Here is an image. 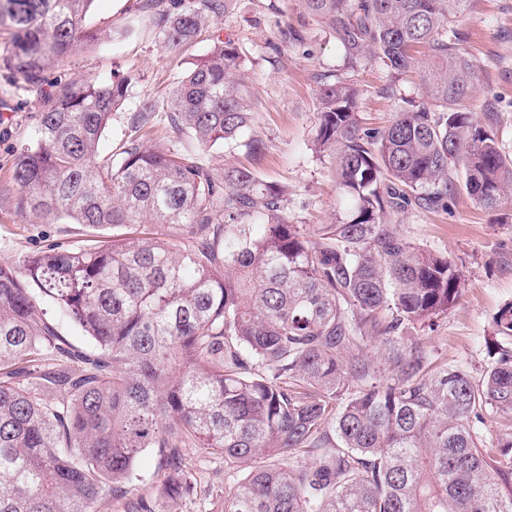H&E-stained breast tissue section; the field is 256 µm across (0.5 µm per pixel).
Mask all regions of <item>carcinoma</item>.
Wrapping results in <instances>:
<instances>
[{
  "label": "carcinoma",
  "instance_id": "carcinoma-1",
  "mask_svg": "<svg viewBox=\"0 0 512 512\" xmlns=\"http://www.w3.org/2000/svg\"><path fill=\"white\" fill-rule=\"evenodd\" d=\"M93 2L0 0V70L42 103L0 191L24 223L112 230L0 261V512H97L108 493L125 512H167L195 490L186 448L250 464L224 512H512V304L480 374L439 360L420 331L456 306L461 273L390 223L413 204L444 210L458 190L490 212L512 201L494 115L470 111L478 73L458 26L469 0H302L349 68L373 61L421 85L419 101L368 128L358 89L321 75L315 149L334 154L353 206L310 235L288 220L284 187L201 158L266 151L248 134L254 111L230 77L229 40L215 37L166 99L139 100L128 137L101 155L136 70L45 75L94 41ZM231 2L141 8L177 53ZM161 122L168 143L146 144ZM46 303L93 348L61 335ZM488 421L511 429L494 451ZM150 449L163 480L133 497Z\"/></svg>",
  "mask_w": 512,
  "mask_h": 512
}]
</instances>
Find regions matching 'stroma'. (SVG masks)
<instances>
[{
	"label": "stroma",
	"mask_w": 512,
	"mask_h": 512,
	"mask_svg": "<svg viewBox=\"0 0 512 512\" xmlns=\"http://www.w3.org/2000/svg\"><path fill=\"white\" fill-rule=\"evenodd\" d=\"M462 25L468 33L462 48L479 75L475 116L480 119L493 110V129L512 153V0H471ZM86 27L97 33V41L67 57L62 70L86 82L136 68L134 93L139 99L165 96L174 78L211 44L206 37L181 53L166 51L155 16L137 10L135 0H95ZM286 28L299 31L301 41L282 37ZM218 31L236 47L238 75L254 93L251 131L268 145L256 165L260 176L287 186L293 223L311 227L346 217L349 202L338 186L334 158L313 146L320 122L318 77L333 74L354 83L362 125L382 127L405 100L418 97L416 76L395 81L370 61L346 68L342 46L305 12L301 0H234ZM39 111L35 98L0 77V182L8 179ZM391 221L412 243L452 259L462 275L461 298L434 329L425 331L428 344L439 359L483 369L493 319L512 304V217H495L460 192L449 199L447 209L412 207ZM85 240L73 224L21 222L12 198L0 195V261L17 260L51 242L78 246ZM184 466L195 476L196 488L178 503L177 512H222L225 492L243 475L226 468L223 457L192 448L184 452Z\"/></svg>",
	"instance_id": "35a3bbf8"
}]
</instances>
